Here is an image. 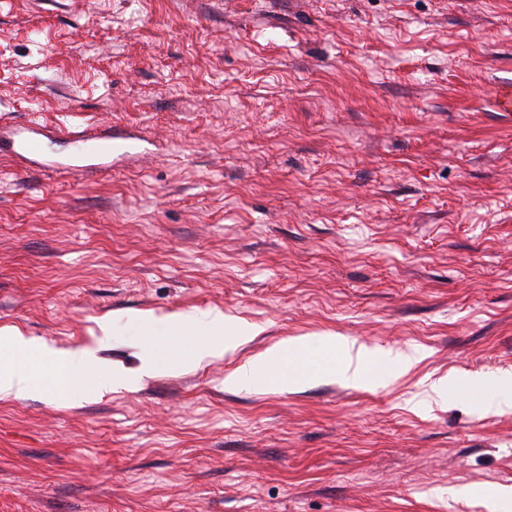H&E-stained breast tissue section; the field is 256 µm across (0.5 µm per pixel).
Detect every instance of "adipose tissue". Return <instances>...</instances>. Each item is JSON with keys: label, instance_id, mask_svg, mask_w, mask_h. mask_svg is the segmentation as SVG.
<instances>
[{"label": "adipose tissue", "instance_id": "ef3b65f1", "mask_svg": "<svg viewBox=\"0 0 512 512\" xmlns=\"http://www.w3.org/2000/svg\"><path fill=\"white\" fill-rule=\"evenodd\" d=\"M132 322L143 323L148 330L149 354L153 363L173 361L177 366L194 365L207 356L223 350L229 336L242 339L252 336L253 328L230 325L223 313L176 314L158 321L138 312L128 313ZM309 337L299 336L277 343L262 354L248 359L230 373L229 386L290 385L313 378L338 376L360 385L369 375L365 369L367 352L347 339L329 338L328 345L337 357L321 358L318 363H305L301 372H289L287 358L303 353ZM50 360L56 371V387L71 395H99L112 384V375L95 366L92 350H57L46 342L25 338L19 330L0 331V396L23 398L32 391V375L28 363Z\"/></svg>", "mask_w": 512, "mask_h": 512}]
</instances>
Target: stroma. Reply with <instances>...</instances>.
Segmentation results:
<instances>
[{
  "mask_svg": "<svg viewBox=\"0 0 512 512\" xmlns=\"http://www.w3.org/2000/svg\"><path fill=\"white\" fill-rule=\"evenodd\" d=\"M507 90L512 0H0V122L114 144L0 156V329L113 376L0 399V512H495L512 410L431 386L512 374ZM128 310L259 332L147 374ZM297 336L417 362L225 386ZM60 134L69 135L75 143H80L78 155L108 159L112 157V132L102 131L92 135L82 131H69L62 128H55Z\"/></svg>",
  "mask_w": 512,
  "mask_h": 512,
  "instance_id": "stroma-1",
  "label": "stroma"
}]
</instances>
